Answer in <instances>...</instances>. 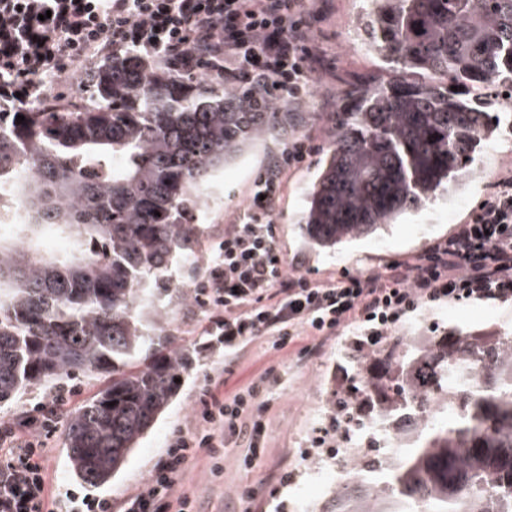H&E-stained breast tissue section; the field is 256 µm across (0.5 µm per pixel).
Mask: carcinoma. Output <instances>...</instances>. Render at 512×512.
Instances as JSON below:
<instances>
[{"label":"carcinoma","mask_w":512,"mask_h":512,"mask_svg":"<svg viewBox=\"0 0 512 512\" xmlns=\"http://www.w3.org/2000/svg\"><path fill=\"white\" fill-rule=\"evenodd\" d=\"M357 29L390 77L352 84L305 197L308 248L374 237L470 175L512 89V0H362ZM457 90H451V87ZM92 105H0V202L25 212L0 236V406L77 373L108 382L67 416L63 447L89 488L112 481L190 370L154 289L191 254L198 191L255 139L288 129L283 103L162 72L128 53L89 80ZM22 115L25 121L16 122ZM64 237L63 260L39 243ZM350 389L326 426L352 477L314 512H512V330L358 337ZM421 419L398 457L357 427Z\"/></svg>","instance_id":"1"}]
</instances>
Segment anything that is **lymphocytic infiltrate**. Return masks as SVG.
<instances>
[{"mask_svg":"<svg viewBox=\"0 0 512 512\" xmlns=\"http://www.w3.org/2000/svg\"><path fill=\"white\" fill-rule=\"evenodd\" d=\"M321 20L311 0H0V101L36 103L46 95L44 73L107 50L159 58L194 79L216 75L298 107L318 84ZM316 150L314 135L289 141L204 262L196 300L207 314L204 333L223 343L225 362L264 336L277 350L347 327L377 339L425 304L512 302V168L425 252L327 280L288 270L276 206L289 172ZM220 387L213 379L200 389L193 426L173 437L122 512H191L174 491L199 451L216 474L229 440L246 441L244 467L264 455L260 384L230 397ZM66 402L58 396L18 427L0 423V512H59L43 460Z\"/></svg>","mask_w":512,"mask_h":512,"instance_id":"lymphocytic-infiltrate-1","label":"lymphocytic infiltrate"}]
</instances>
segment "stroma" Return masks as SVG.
Here are the masks:
<instances>
[{
  "instance_id": "obj_1",
  "label": "stroma",
  "mask_w": 512,
  "mask_h": 512,
  "mask_svg": "<svg viewBox=\"0 0 512 512\" xmlns=\"http://www.w3.org/2000/svg\"><path fill=\"white\" fill-rule=\"evenodd\" d=\"M313 4L324 15L320 32L324 72L317 92L302 105L301 118L289 127L288 134H317L318 144L325 148L333 139L327 117L339 106L349 83L363 74L385 78L389 72L366 53L356 35L358 0H313ZM282 146V141L272 136L249 146L202 189L192 217L193 223L200 226L195 256L181 265L179 287H162L157 291L161 305L170 312L166 332L175 346L191 351L193 366L182 376L167 412L119 476L102 490V497L111 499L113 512H120L124 499L146 483L171 438L190 428L198 391L218 375L224 378V394L228 397L271 368L280 380L270 386L271 402L265 411L266 452L251 469L240 466L247 451L242 440L227 448L219 475H211L206 454H199L189 464L179 491L191 501L194 512H299L298 495L309 485L308 471L315 456L336 450L335 439L324 435L322 423L331 391L345 384V367L339 354L349 337L348 331L328 337L312 354L298 347L276 351L268 338H257L239 353L231 373L222 375L218 368L223 352L210 345L204 336L206 314L192 291L204 273L203 259L211 244L223 237L225 225L242 205L254 179ZM318 162V157H311L308 164L288 176L276 210L280 252L288 267L298 268L313 279L326 278L346 265L372 271L389 260L423 252L465 219L489 185L512 167V122L502 123L493 140L477 149L469 179L463 186L440 195L425 210L408 216L382 236L340 248L331 255L308 251L303 245L304 194ZM432 322L474 332L511 329L512 305L482 302L473 315L468 305L447 304L410 315L406 320L410 326L425 327ZM48 446L44 465L51 488L68 512H76L91 493L71 475L61 433H54ZM244 485L254 488L255 494L241 500L235 491Z\"/></svg>"
}]
</instances>
